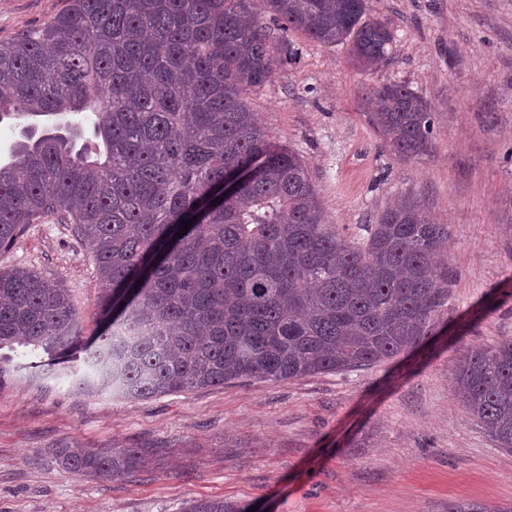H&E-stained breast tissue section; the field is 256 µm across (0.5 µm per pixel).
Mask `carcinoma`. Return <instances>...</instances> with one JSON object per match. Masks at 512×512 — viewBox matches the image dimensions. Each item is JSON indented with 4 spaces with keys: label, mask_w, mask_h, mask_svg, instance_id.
I'll return each instance as SVG.
<instances>
[{
    "label": "carcinoma",
    "mask_w": 512,
    "mask_h": 512,
    "mask_svg": "<svg viewBox=\"0 0 512 512\" xmlns=\"http://www.w3.org/2000/svg\"><path fill=\"white\" fill-rule=\"evenodd\" d=\"M35 31L0 41V121L91 112L28 127L0 163V250L53 217L93 246L101 333L81 336L67 290L31 269H0V348L28 368L76 375L79 391L136 400L243 377L278 382L385 363L426 344L448 313L451 272L436 261L448 225L414 197L367 236L328 223L307 163L273 142L247 93L292 49L280 31L346 44L362 69L388 60L389 22L369 0H69ZM375 128L403 159L431 144L427 101L402 82L369 88ZM244 179L219 200L224 176ZM196 218L179 236L183 221ZM83 374H78L79 369ZM455 378L471 419L512 448V339L473 347ZM148 448H57L87 477L145 468ZM194 501L185 512H247ZM448 512H512L448 504Z\"/></svg>",
    "instance_id": "obj_1"
}]
</instances>
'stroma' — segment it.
Instances as JSON below:
<instances>
[{"label":"stroma","instance_id":"stroma-1","mask_svg":"<svg viewBox=\"0 0 512 512\" xmlns=\"http://www.w3.org/2000/svg\"><path fill=\"white\" fill-rule=\"evenodd\" d=\"M395 40L387 63L354 69L346 45L298 32L295 61L249 94L271 140L306 161L330 223L365 236L406 196L447 225L454 272L447 327L362 370L280 382L241 378L130 401L78 392L73 377L20 372L0 390V512H183L224 499L264 512H448L512 507V449L466 412L454 375L469 347L512 338V0H370ZM68 0H0V41ZM402 81L428 102V154L401 160L373 126L369 87ZM67 288L83 335L99 332L102 287L74 225L30 224L0 268ZM153 448L146 472L80 477L54 448Z\"/></svg>","mask_w":512,"mask_h":512}]
</instances>
